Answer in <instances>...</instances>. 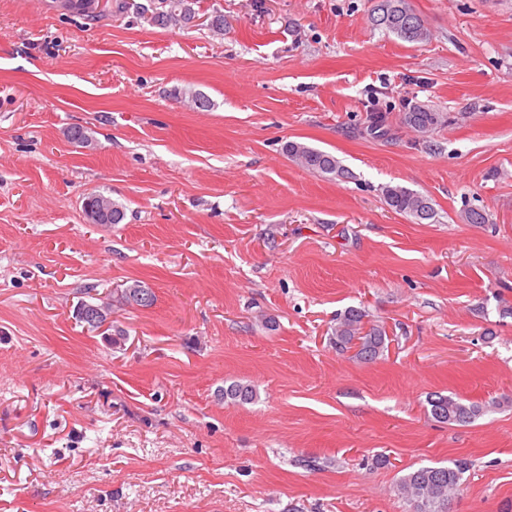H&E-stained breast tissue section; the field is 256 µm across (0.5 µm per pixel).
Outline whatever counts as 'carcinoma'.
<instances>
[{
    "label": "carcinoma",
    "instance_id": "obj_1",
    "mask_svg": "<svg viewBox=\"0 0 512 512\" xmlns=\"http://www.w3.org/2000/svg\"><path fill=\"white\" fill-rule=\"evenodd\" d=\"M197 17L192 0H160V6L151 15L152 23L161 26L180 25L190 27V20ZM370 22L376 29L396 35L408 43L429 39L430 30L424 20L412 7L411 0H376L371 10ZM404 124L425 138L438 128L450 123V117L442 112L418 103L408 106L403 113ZM288 157L303 168L319 174H331L344 178L348 174L345 166L333 154L312 148L304 143L289 141L284 145ZM387 205L398 214L412 217L421 224L435 218V209L426 195L401 185L387 184L382 187ZM101 203L109 212L112 223L124 219L123 208L102 192H91L83 200V211ZM465 224H488L490 219L485 210L467 207L460 213ZM155 295L150 288L138 280L132 281L112 301L123 306L149 307ZM367 314L360 308H350L342 314L334 327L330 342L339 351L355 349V358L371 361L385 350L386 332L376 324L365 327ZM257 399L256 389L240 382L224 387V400L247 404ZM432 416L443 423H470L481 416L485 407L479 404H465L458 399L442 394H433L428 399ZM470 469V462L456 459L446 466H424L406 474L399 483V493L413 505V512H448L452 498L461 490L463 475Z\"/></svg>",
    "mask_w": 512,
    "mask_h": 512
}]
</instances>
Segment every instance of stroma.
I'll return each mask as SVG.
<instances>
[{"label":"stroma","instance_id":"obj_1","mask_svg":"<svg viewBox=\"0 0 512 512\" xmlns=\"http://www.w3.org/2000/svg\"><path fill=\"white\" fill-rule=\"evenodd\" d=\"M157 4L0 0V512H409L401 478L457 458L449 512H512V0H412L419 43L373 0H194L220 36ZM415 102L451 123L418 140ZM92 191L124 220L88 223ZM130 280L151 307L76 319ZM350 307L374 361L329 340ZM435 393L488 410L441 423ZM192 4L191 0H161L160 6L151 15V21L161 26H197L198 24L190 23L191 19L198 17ZM370 22L374 28L383 29L408 43L423 42L430 37V30L410 0H376ZM288 157L297 161L303 168L313 173L331 174L336 177H347L345 166L333 154L312 148L304 143L289 141L284 145ZM387 205L398 214L412 217L417 223L435 218V209L426 195L401 185L387 184L382 188ZM97 202L103 204L105 209L109 212L112 222L108 224H118L123 221L125 216L123 208L114 202L110 196L104 194L103 192H91L84 198L83 211L86 218H88V206L91 208V210H93ZM107 211L101 209V214L104 215V222H107L109 219Z\"/></svg>","mask_w":512,"mask_h":512}]
</instances>
